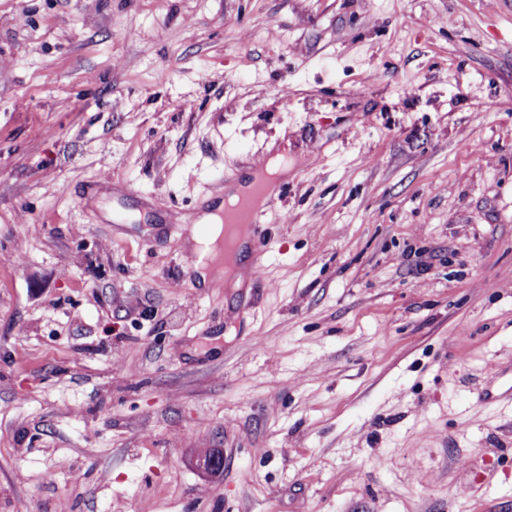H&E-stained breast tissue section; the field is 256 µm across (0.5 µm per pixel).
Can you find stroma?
Masks as SVG:
<instances>
[{"mask_svg":"<svg viewBox=\"0 0 512 512\" xmlns=\"http://www.w3.org/2000/svg\"><path fill=\"white\" fill-rule=\"evenodd\" d=\"M0 512H512V0H0ZM251 196L253 197H264L262 205L258 208H254L248 201L241 203V208L234 214L232 221L235 224H247L250 232V241L253 252L256 255V261L258 262L264 250V225L263 216L268 207H272L276 200L272 198L269 189L263 182L256 180L246 190L241 199L247 200ZM198 224H209L207 234L205 237H192L190 240H195L199 245L202 246L199 248V250L203 255L212 254L215 256L218 248V242L222 233V224H220L219 216L217 214L206 212L199 217ZM197 467L211 479H217L224 471V452L220 448L201 450L196 459Z\"/></svg>","mask_w":512,"mask_h":512,"instance_id":"obj_1","label":"stroma"}]
</instances>
